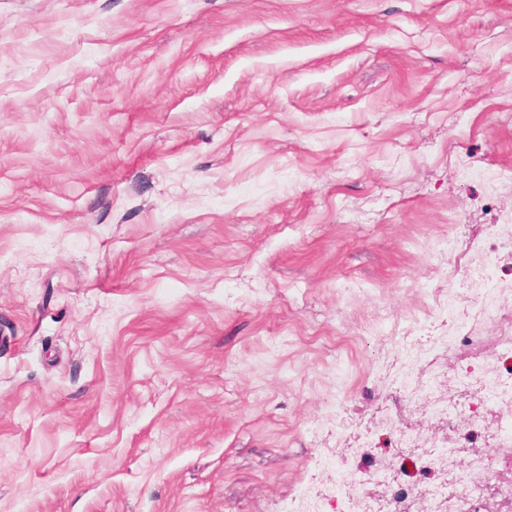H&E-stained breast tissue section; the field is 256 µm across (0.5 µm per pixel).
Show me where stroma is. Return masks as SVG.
Listing matches in <instances>:
<instances>
[{
    "instance_id": "1",
    "label": "stroma",
    "mask_w": 512,
    "mask_h": 512,
    "mask_svg": "<svg viewBox=\"0 0 512 512\" xmlns=\"http://www.w3.org/2000/svg\"><path fill=\"white\" fill-rule=\"evenodd\" d=\"M508 112L512 0H0V512H292L400 467L370 433L456 445L392 352L498 365ZM470 280L477 287L476 291L482 290L485 294L496 292L497 288L489 291L494 285V268L489 257L484 263H479L470 270Z\"/></svg>"
}]
</instances>
